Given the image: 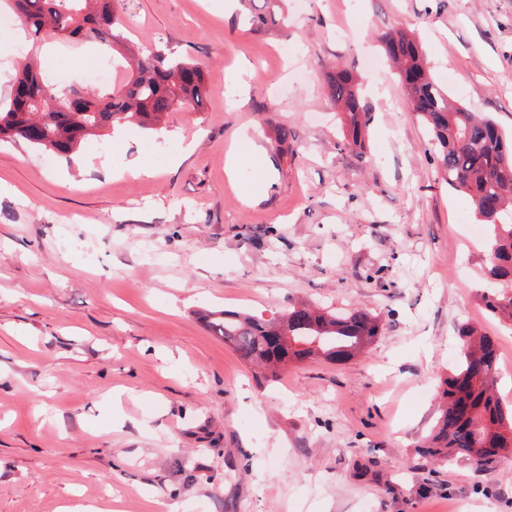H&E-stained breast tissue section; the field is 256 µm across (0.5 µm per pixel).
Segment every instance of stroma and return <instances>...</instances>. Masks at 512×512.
<instances>
[{"label":"stroma","mask_w":512,"mask_h":512,"mask_svg":"<svg viewBox=\"0 0 512 512\" xmlns=\"http://www.w3.org/2000/svg\"><path fill=\"white\" fill-rule=\"evenodd\" d=\"M117 9L140 49L199 62L212 95L160 131L89 136L67 157L0 141V512H512V453L483 471L418 453L459 325L495 338L512 405V325L481 299L486 229L437 172L377 41L414 32L435 82L511 132L512 0H288L266 32L242 2ZM28 42L19 23L0 29L2 101ZM110 55L41 46L42 66L80 86ZM336 65L362 78L361 152L338 148L323 82ZM244 136L271 182L248 204L256 169L227 171ZM182 140L195 148L170 167ZM143 164L154 177H133ZM300 306L365 309L382 331L348 360L273 378L199 317Z\"/></svg>","instance_id":"1"}]
</instances>
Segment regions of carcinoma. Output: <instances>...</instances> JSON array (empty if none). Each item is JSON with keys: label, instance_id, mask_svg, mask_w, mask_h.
Wrapping results in <instances>:
<instances>
[{"label": "carcinoma", "instance_id": "1", "mask_svg": "<svg viewBox=\"0 0 512 512\" xmlns=\"http://www.w3.org/2000/svg\"><path fill=\"white\" fill-rule=\"evenodd\" d=\"M12 10L32 38L13 77L32 91L29 102L9 99L0 104V140H22L53 153L69 155L89 135L115 126L132 125L157 131L174 111V103L191 110L203 108L210 94L202 68L194 60L159 46L135 52L125 36L118 0H9ZM286 0H249L252 29L268 31L284 20ZM49 37L94 39L116 57L112 63L127 73L110 89L52 82L37 62L40 44ZM385 55L396 65L412 114L431 137V159L448 184L467 194L475 214L486 226L487 263L483 270L491 290L483 293L486 310L512 323V136L491 117L468 111L453 101L430 75L415 39L396 32L381 38ZM330 97L344 112L343 147L362 150L372 115L362 104L358 78L341 69L324 73ZM83 98L81 112L67 111L68 97ZM214 335L240 356L275 371L289 362L319 353L342 360L369 344L380 333L378 316L364 310L294 309L270 320L242 312L205 315ZM285 331L288 339L275 345L269 336ZM461 350L444 381L443 414L420 453L437 461L464 455L479 469L496 462L478 453L512 448V409L502 404L495 385L498 350L477 327L458 328Z\"/></svg>", "mask_w": 512, "mask_h": 512}]
</instances>
